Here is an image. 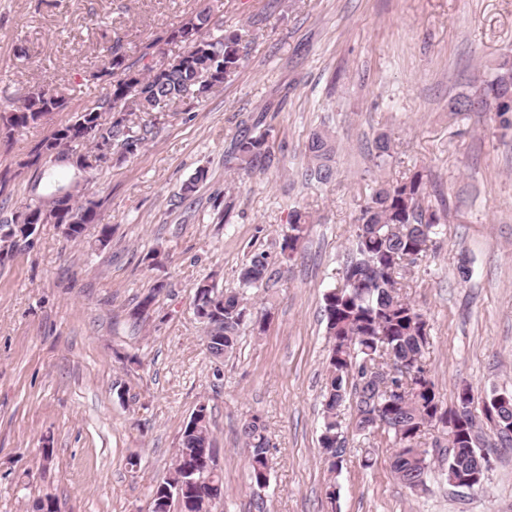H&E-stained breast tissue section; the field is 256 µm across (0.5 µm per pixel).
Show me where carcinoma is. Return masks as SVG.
Here are the masks:
<instances>
[{"instance_id":"obj_1","label":"carcinoma","mask_w":512,"mask_h":512,"mask_svg":"<svg viewBox=\"0 0 512 512\" xmlns=\"http://www.w3.org/2000/svg\"><path fill=\"white\" fill-rule=\"evenodd\" d=\"M222 0H201L196 14L182 28L200 29L206 51L194 46L185 47L187 57L180 55L168 63V72L161 78L153 74V66L144 62L148 53L132 60L124 52L121 37H116L108 48L101 69L93 73L96 79L110 77L107 92L65 125L42 140L34 150V161L53 163L70 159L82 152H90L99 144H110L126 154L136 153L153 134L155 123L145 119L136 125L123 111L130 101L135 111L145 115L168 112L176 103L200 102L209 94L204 87V76L225 83L242 66L244 55L242 36L226 30L223 22L215 20ZM42 107L32 110L31 97H26L9 112L0 113V129L8 133L40 122V114L62 110L65 99L48 90L39 91ZM449 111L492 112L503 134L512 133V58L504 56L491 70L482 84L473 91L462 92L448 103ZM110 109L112 121L97 128L98 139L80 135L81 122L88 116ZM273 127H262L242 121L233 139L235 159L250 169H262L270 162L269 143ZM306 152L311 166L304 172L305 180L326 184L333 178L331 162L336 153V139L332 131L323 128L309 137ZM427 179L421 172L397 180L376 183L367 202L356 216L357 230L350 240V257L342 269V285L323 294L325 329L332 347L326 365L322 426L319 447L334 448V459H325L328 472L334 473L345 456V440L341 434V408L352 404L356 413L355 426L359 431H381L392 440L391 469L395 478L407 488L417 491L426 485L432 468L445 482L452 475L468 473L474 467L473 451L480 440V431L487 425L485 418L472 410L474 396L468 399V418L464 432L471 439L435 441L422 448L419 426L428 419L442 422L448 409L442 406L434 381L426 376L425 350L428 331L420 321V314L401 292L399 278L402 272L416 265L435 242L438 228L445 216L423 206ZM27 207L59 216V222L69 225L66 238L77 241L86 227L96 223L97 203L71 189L69 185L55 184L47 196L30 202ZM310 215L298 208L289 212L291 233L280 244V256L288 261V252H296L303 238ZM15 219L0 223V265L22 249L9 230ZM272 261L264 251L251 254L240 272L244 290L224 294L214 288L195 289L193 306L207 312L201 323L208 336L224 337V355L237 349L241 333L246 328L264 331L267 317H254L248 309L246 289L268 285L272 279ZM392 358L406 362L407 375L391 378L393 394L386 397L370 376L371 370L383 369ZM508 402L496 411L500 429L495 431L503 448L512 446V393ZM239 436L249 453V479L255 487L269 479L268 439L261 418L254 416L243 422ZM213 447L210 420L200 424L195 432L183 430L175 456L195 457ZM188 479L178 462H173L167 487L156 486L152 492L151 512H216L210 499L193 492L177 498L166 488Z\"/></svg>"}]
</instances>
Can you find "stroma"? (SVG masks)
<instances>
[{"label":"stroma","mask_w":512,"mask_h":512,"mask_svg":"<svg viewBox=\"0 0 512 512\" xmlns=\"http://www.w3.org/2000/svg\"><path fill=\"white\" fill-rule=\"evenodd\" d=\"M224 27L247 45L235 77L197 105L159 115L135 154L81 181L98 221L81 240L53 224L34 248L0 267V512H31L58 499L63 512H150L181 434L207 405L226 512H512V447L487 435L482 487L463 490L429 475L413 491L391 471L392 443L355 429L328 503L318 446L330 342L323 294L336 286L354 219L377 179L429 173L426 205L446 222L402 291L428 323L426 364L454 407L469 385L474 412L512 392V139L493 113L453 115L450 97L512 55V0H223ZM198 0H0V107L44 88L63 110L27 129L0 132V216L34 195L43 169L33 148L105 93L95 73L114 37L130 58L148 44L172 58L168 33ZM274 128L272 160L246 171L227 161L241 118ZM337 141L335 179L306 183L310 133ZM393 144L376 167L369 146ZM208 179L181 187L198 168ZM230 211L218 223L212 207ZM311 212L298 252L270 287L252 290L271 314L264 333L244 332L213 359L193 313L195 286L239 287L249 256L278 257L292 209ZM112 229L100 246L102 226ZM159 251L158 264L146 259ZM470 275L461 278L460 264ZM163 291H156V284ZM148 317L132 312L147 294ZM261 416L270 440L269 484L253 487L242 422ZM51 449L44 458L43 449Z\"/></svg>","instance_id":"obj_1"}]
</instances>
